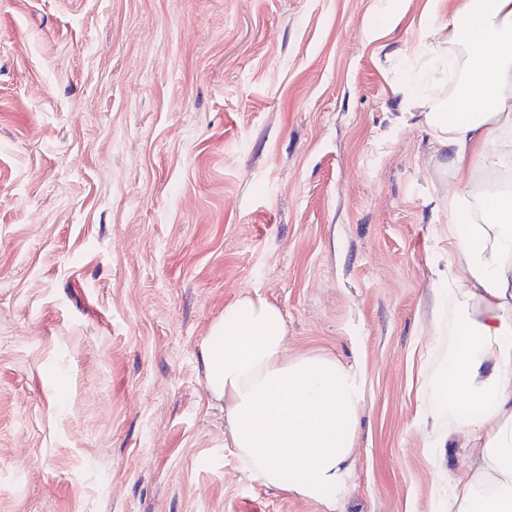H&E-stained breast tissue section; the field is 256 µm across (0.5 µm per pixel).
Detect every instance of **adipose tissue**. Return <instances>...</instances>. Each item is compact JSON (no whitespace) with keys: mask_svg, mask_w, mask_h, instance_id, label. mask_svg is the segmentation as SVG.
<instances>
[{"mask_svg":"<svg viewBox=\"0 0 512 512\" xmlns=\"http://www.w3.org/2000/svg\"><path fill=\"white\" fill-rule=\"evenodd\" d=\"M440 3L429 0L420 30L447 29L440 62L453 49L465 56L453 97L426 88L411 100L455 181L451 259L432 270L448 284L435 319L448 356L424 421L467 453L443 512H512V0H458L445 18ZM480 169L489 178L478 186ZM201 357L241 467L336 512L356 464L358 374L329 355H289L281 310L252 294L213 322Z\"/></svg>","mask_w":512,"mask_h":512,"instance_id":"1","label":"adipose tissue"}]
</instances>
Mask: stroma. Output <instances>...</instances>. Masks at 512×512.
I'll list each match as a JSON object with an SVG mask.
<instances>
[{
    "mask_svg": "<svg viewBox=\"0 0 512 512\" xmlns=\"http://www.w3.org/2000/svg\"><path fill=\"white\" fill-rule=\"evenodd\" d=\"M425 4L0 0V512H323L241 467L206 387L246 293L361 377L336 512H441Z\"/></svg>",
    "mask_w": 512,
    "mask_h": 512,
    "instance_id": "1",
    "label": "stroma"
}]
</instances>
